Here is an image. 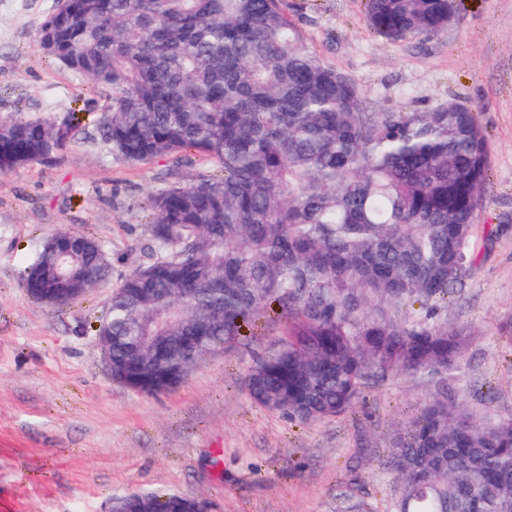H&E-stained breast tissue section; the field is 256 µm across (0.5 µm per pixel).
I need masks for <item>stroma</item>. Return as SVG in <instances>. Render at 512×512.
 Here are the masks:
<instances>
[{
    "mask_svg": "<svg viewBox=\"0 0 512 512\" xmlns=\"http://www.w3.org/2000/svg\"><path fill=\"white\" fill-rule=\"evenodd\" d=\"M57 0H0V117L60 119L82 132L58 162L0 173V512H109L136 491L204 495L219 512H336L350 482L374 512H395L388 439L431 389L393 377L344 416L291 422L254 403L244 378L278 325L260 319L178 388L138 394L114 381L95 328L122 277L150 245L144 202L164 161L130 166L93 139L106 103L43 52ZM318 58L354 79L377 110L474 107L489 172L472 241L475 272L448 299L474 325L467 354L488 414L512 413V0H457L444 33L391 42L365 21V0H279ZM65 228L105 246L108 279L64 308L21 284L45 239Z\"/></svg>",
    "mask_w": 512,
    "mask_h": 512,
    "instance_id": "obj_1",
    "label": "stroma"
}]
</instances>
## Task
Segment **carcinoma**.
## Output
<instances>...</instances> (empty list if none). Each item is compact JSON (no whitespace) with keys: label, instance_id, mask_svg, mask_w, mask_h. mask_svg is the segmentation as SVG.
Instances as JSON below:
<instances>
[{"label":"carcinoma","instance_id":"cac0c4a2","mask_svg":"<svg viewBox=\"0 0 512 512\" xmlns=\"http://www.w3.org/2000/svg\"><path fill=\"white\" fill-rule=\"evenodd\" d=\"M394 42L445 32L454 0H366ZM48 57L111 93L96 127L112 159L169 158L146 204L152 246L112 292V379L169 392L272 313L278 338L246 374L250 398L300 423L341 416L366 388L407 376L435 394L395 435L397 512H512V415L458 394L478 331L448 324V294L474 273L470 245L489 170L479 113L450 102L380 112L320 62L279 0H58ZM60 120L0 118V172L76 142ZM212 169L189 174L190 155ZM92 247L43 248L22 285L72 303L111 271ZM130 512H196L204 499L132 493ZM337 512H370L352 490Z\"/></svg>","mask_w":512,"mask_h":512}]
</instances>
